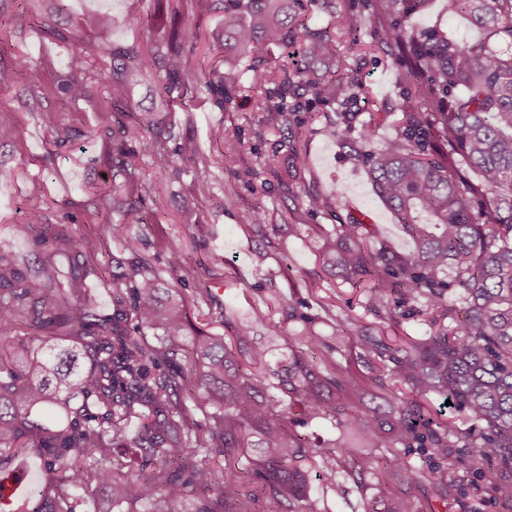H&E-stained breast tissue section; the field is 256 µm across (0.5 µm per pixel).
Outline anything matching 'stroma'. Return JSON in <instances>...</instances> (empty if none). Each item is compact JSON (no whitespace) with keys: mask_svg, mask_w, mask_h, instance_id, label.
Listing matches in <instances>:
<instances>
[{"mask_svg":"<svg viewBox=\"0 0 512 512\" xmlns=\"http://www.w3.org/2000/svg\"><path fill=\"white\" fill-rule=\"evenodd\" d=\"M441 2L429 0L424 11L410 15L409 25L479 39V31L464 20L443 14ZM50 6V0H6L0 6V24L13 31L9 47L0 54L9 61L23 55L43 64L33 75H9L0 90V128L18 127L23 132L21 139L0 140V242L11 244L20 264L37 260L34 232L17 228L23 208L36 205L45 208L51 223L79 220V230L89 237L95 262L107 265L123 255L120 237L101 236L84 221L91 200L89 188L112 183L105 160L113 147L92 132L103 91L95 89L91 98L73 111L60 98L52 99V109L81 130L80 136L60 144L43 126L41 106L31 90L64 74L73 52L91 55L93 36L80 27L88 11L97 10L107 17L118 46L140 49L165 44L175 30L189 24L200 29L204 40L223 36L224 14L199 11L196 0H182L176 14L165 0H69V11L59 17L58 24L76 38L62 42L45 36L36 25L37 16L45 15ZM130 14L141 15L143 25L128 26L125 18ZM380 31V19L373 18L356 40L345 37L336 43L333 67L354 71L366 94L297 113L286 125L270 121L259 107L266 90L264 75L291 64L278 51L244 74L243 91L221 104L203 87L196 100L189 102L167 98L161 84L150 79L135 86L132 111L140 114L159 109L160 120L172 128L169 151L178 154L192 146L201 158L196 165L178 161L159 171L153 169L149 155H140L139 168L149 173L157 191L145 194L147 223L135 230L139 255L161 278L178 274V289L190 301L188 315L194 326H206L216 333L224 330L219 312L208 315L194 304L197 288H210L217 303H232L244 316L261 303L272 284L292 297L303 315L316 318L321 335L334 336L336 322L348 319L374 333L377 319L367 310L363 292L325 267L319 245L322 233L334 225L360 219L371 224L376 243L396 253L413 248L376 194L359 154L363 148H381L394 136L395 115L404 91L399 68L377 44ZM225 126L237 128L240 142L236 148L216 139V131ZM335 126L349 127L347 139L330 137ZM201 179L213 187L210 200H199L194 193V185ZM228 184L236 187L230 200L224 197ZM337 192L343 195L342 204L314 211L308 208L307 195L327 197ZM187 205L199 209L200 224L187 227L178 223V213ZM252 206L263 210L266 223L285 228L280 247L268 248L247 239L240 227L241 214ZM171 240L181 242V253L168 248ZM216 252L223 254L224 263H212ZM328 298L336 301L332 321L323 318L318 305L319 300ZM460 480L461 494L445 500L429 498L423 512H507L480 486L474 473H462Z\"/></svg>","mask_w":512,"mask_h":512,"instance_id":"35a3bbf8","label":"stroma"}]
</instances>
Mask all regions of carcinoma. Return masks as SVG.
I'll list each match as a JSON object with an SVG mask.
<instances>
[{"instance_id": "carcinoma-1", "label": "carcinoma", "mask_w": 512, "mask_h": 512, "mask_svg": "<svg viewBox=\"0 0 512 512\" xmlns=\"http://www.w3.org/2000/svg\"><path fill=\"white\" fill-rule=\"evenodd\" d=\"M224 64L206 84L213 94L238 90L237 68L262 61L273 47L287 50L293 70L270 73L263 109L287 119L364 90L350 71L323 76L309 61L334 54L328 31L308 26L318 0H222ZM428 0H363L387 19L383 44L404 75L396 135L366 151L376 193L413 243L408 254L375 246L359 220L325 232L321 252L363 289L371 311L385 312L381 333L398 326L410 307L429 317L431 334L403 343L357 335L340 325L336 344L317 333L312 318L277 289L252 318L224 311L225 334L193 328L186 303L169 292L162 304L160 275L136 256L138 239L124 240L134 255L124 271L90 264L85 235L48 222L34 207L25 229L40 226L38 266L16 268L9 245L0 246V512H77L79 491L106 483L111 495L97 512H127L145 500L151 512H321L310 469L341 493L385 473L382 496L366 512H422V498L460 490L454 464L466 458L512 465V0H444L448 17L484 31L477 41L418 30L406 18ZM368 22L344 12L332 26L356 35ZM95 62L74 54L52 91L76 105L95 82L106 97L96 132L106 142L139 138L143 152L165 168L174 163L164 132L138 137L141 119L118 112L132 91V75L150 70L168 95L184 99L200 78L183 56L199 30L181 28L165 47L119 48L112 29L95 14ZM42 123L63 143L80 133L54 110ZM136 154H112L123 181L93 193L85 223L106 234L118 224H143L144 179ZM242 230L270 241L258 209L242 216ZM83 260L82 273L62 282L55 257ZM100 280L113 311L101 315L83 282ZM280 308L283 320L301 319L288 343V364L273 369L268 348H248L253 325ZM360 344L377 359L367 377L342 364L343 350ZM451 401L468 413L461 430L432 408ZM202 420L195 419L196 414ZM329 420L384 456L358 454L347 443L312 442L299 427ZM442 461L425 475L406 449ZM205 456L193 460L198 450ZM42 480L24 500L5 494L19 480L14 462L30 453ZM502 501L512 482L483 474ZM181 510H175V505ZM379 508H374V505Z\"/></svg>"}]
</instances>
